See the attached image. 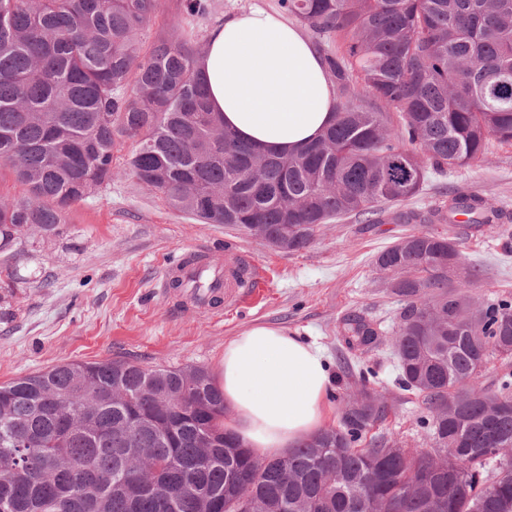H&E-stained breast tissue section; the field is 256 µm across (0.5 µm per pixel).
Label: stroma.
Wrapping results in <instances>:
<instances>
[{"label":"stroma","instance_id":"stroma-1","mask_svg":"<svg viewBox=\"0 0 512 512\" xmlns=\"http://www.w3.org/2000/svg\"><path fill=\"white\" fill-rule=\"evenodd\" d=\"M210 3L209 15L183 20L184 30L203 38L224 16L254 7L281 9V0ZM457 192L480 197L500 220L477 232L460 221L346 219L323 225L308 249L288 253L234 227L198 222L132 175L115 177L108 189L76 204L54 233L29 229L23 247L0 252V383L69 361L126 360L214 372L225 341L253 324H274L323 348L331 367L327 426L337 424L345 401L358 392L357 377L340 366L345 358L352 367L375 369V386L390 407L382 431L404 447H429L416 424L415 397L394 383L390 346L351 356L337 329L344 315L362 311L392 336L401 304L383 288L375 258L421 228L455 239L463 263L480 269L473 287L481 297L512 294V254L501 250L504 240H512V143L490 140L484 162L429 173L420 194L399 210H444ZM230 246L263 271L267 288L260 302L214 318L182 309L178 294L162 286L166 265L195 251L220 265Z\"/></svg>","mask_w":512,"mask_h":512}]
</instances>
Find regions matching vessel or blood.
Segmentation results:
<instances>
[{
	"mask_svg": "<svg viewBox=\"0 0 512 512\" xmlns=\"http://www.w3.org/2000/svg\"><path fill=\"white\" fill-rule=\"evenodd\" d=\"M165 283L181 282L190 290V302L197 311L212 312L214 296H221L229 308H238L252 296L259 286L253 262L235 252H228L223 268H211L205 261L168 264Z\"/></svg>",
	"mask_w": 512,
	"mask_h": 512,
	"instance_id": "1",
	"label": "vessel or blood"
}]
</instances>
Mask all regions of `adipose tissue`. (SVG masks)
Returning a JSON list of instances; mask_svg holds the SVG:
<instances>
[{
    "mask_svg": "<svg viewBox=\"0 0 512 512\" xmlns=\"http://www.w3.org/2000/svg\"><path fill=\"white\" fill-rule=\"evenodd\" d=\"M213 112L261 153H293L332 122L336 90L303 31L260 7L212 25L198 61ZM226 430L264 457L288 453L326 417L329 365L316 341L259 323L224 344Z\"/></svg>",
    "mask_w": 512,
    "mask_h": 512,
    "instance_id": "ef3b65f1",
    "label": "adipose tissue"
}]
</instances>
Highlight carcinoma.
Instances as JSON below:
<instances>
[{
  "label": "carcinoma",
  "mask_w": 512,
  "mask_h": 512,
  "mask_svg": "<svg viewBox=\"0 0 512 512\" xmlns=\"http://www.w3.org/2000/svg\"><path fill=\"white\" fill-rule=\"evenodd\" d=\"M160 0H0V250L31 227L65 223L125 171L205 224L288 235V251L323 224L368 223L417 195L428 169L485 159L512 143V0H281L316 36L336 88L331 125L293 155L260 157L209 106L199 43L178 0L164 35H140ZM491 224L474 195L454 194L442 222ZM384 287L404 303L391 342L395 384L421 405L432 450L373 429L388 406L359 369L360 408L287 454L264 458L224 429V393L200 366L62 363L0 384V512H212L248 496L255 512H512V373L477 378L512 357V294L457 292L478 269L450 237L414 231L381 251ZM338 334L366 353L379 325L345 316ZM496 462L492 470L490 462ZM507 372L512 373V359L503 360L493 356L489 359L484 371L479 376L478 383L483 388L494 390L497 379Z\"/></svg>",
  "instance_id": "cac0c4a2"
}]
</instances>
